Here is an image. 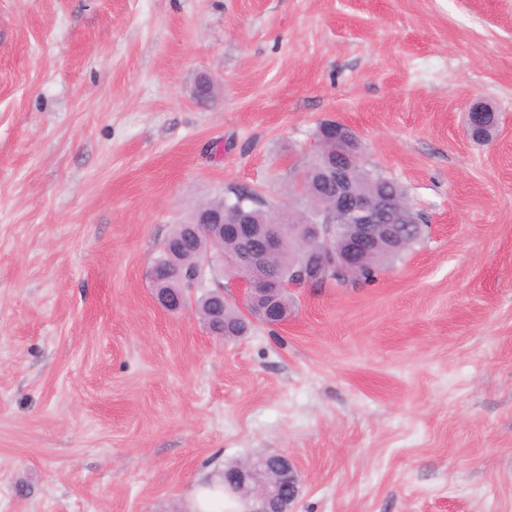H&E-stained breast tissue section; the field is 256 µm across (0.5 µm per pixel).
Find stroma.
<instances>
[{"instance_id": "1", "label": "stroma", "mask_w": 512, "mask_h": 512, "mask_svg": "<svg viewBox=\"0 0 512 512\" xmlns=\"http://www.w3.org/2000/svg\"><path fill=\"white\" fill-rule=\"evenodd\" d=\"M328 121L423 237L283 326L160 307L173 224L291 202ZM268 453L292 512H512V0H0V512H191ZM226 491L219 484L211 481L200 485L195 493L194 512H223Z\"/></svg>"}]
</instances>
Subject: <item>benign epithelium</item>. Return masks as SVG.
Returning a JSON list of instances; mask_svg holds the SVG:
<instances>
[{
    "instance_id": "7a95c632",
    "label": "benign epithelium",
    "mask_w": 512,
    "mask_h": 512,
    "mask_svg": "<svg viewBox=\"0 0 512 512\" xmlns=\"http://www.w3.org/2000/svg\"><path fill=\"white\" fill-rule=\"evenodd\" d=\"M487 118L485 107L470 108L466 132L472 139H481L475 129L486 126ZM325 140L336 142V159L331 164L325 163L323 168V177L335 185V197L326 213L315 216V223L288 227L271 224L259 230L251 224L245 208L227 218L222 211L212 212L205 219V223L219 224L234 234L239 246L235 253L223 256L224 267L239 279L248 316L257 315L268 324H283L288 320L274 306L283 291L303 288L319 279L328 282L334 275L353 279L367 255L379 246L400 249L412 236L424 232L419 214L413 208L403 210L400 222L395 224L389 198L378 193L353 192L351 177L353 164L359 160V142L350 128L341 123H326L320 129L318 142ZM286 234L294 239L300 255L298 266L288 279L273 271ZM165 252L169 264L152 268V282L183 275L179 269L181 245L169 239L165 242ZM155 300L168 311L185 307L184 296L173 297L168 291L155 293ZM224 483L252 503L251 512H291V505L301 491L294 463L280 453L224 468Z\"/></svg>"
}]
</instances>
